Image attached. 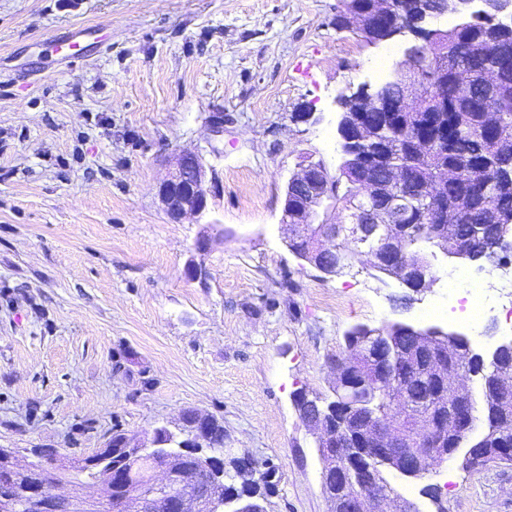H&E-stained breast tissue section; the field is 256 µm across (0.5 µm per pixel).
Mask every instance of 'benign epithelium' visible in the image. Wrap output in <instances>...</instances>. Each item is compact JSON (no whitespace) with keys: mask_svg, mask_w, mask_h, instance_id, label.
<instances>
[{"mask_svg":"<svg viewBox=\"0 0 512 512\" xmlns=\"http://www.w3.org/2000/svg\"><path fill=\"white\" fill-rule=\"evenodd\" d=\"M340 11L350 27L366 34L372 44L403 40L406 47L403 58L396 63L395 75L401 76L408 65L420 67L423 52L434 47L438 29L432 26L434 19L453 14L461 19L456 29H464L474 23H489L504 30L511 29L502 16L512 17V0H443L435 5L420 0L412 8L396 10V0H372L360 10L352 0H343ZM341 118L338 131L343 141L344 158L361 155L371 150L370 126L364 118L367 112H392L406 110L407 102L390 104L382 95V86L365 84L357 91L339 97ZM406 178L401 169H391L386 179L376 183L364 182L365 190L376 196H385L389 205L385 209L367 208L357 212L348 225L349 233L357 239L376 236L384 224L406 222ZM215 185L207 179L202 160L194 154H182L175 163L174 171L158 188V197L167 215L178 222L187 214L201 215L208 208L209 198ZM335 187L331 174L321 161H308L297 167L289 178L283 197L281 227L286 234V244L302 239L308 242V250L299 259L321 274L334 277L353 268L352 263L341 260L325 262V257L336 254V207ZM489 224H511L512 215L502 211L491 194L482 197L477 205ZM440 251L460 258L463 251L455 237L440 229ZM388 253L369 252L366 264L375 270L385 267L386 260L398 251L396 241L388 240ZM386 351L378 358V373L373 385L389 387L392 408L402 409L407 401V386L399 380L402 370L413 369L415 361H421L440 381L428 400L432 411L429 417L416 420L410 430L392 423L384 424L366 412L369 388L366 382L356 386L363 393L353 398L350 410L362 413L364 423L354 430L347 421L335 423L324 415L322 399L308 397L307 409L302 420L319 438L322 460V491L331 505V512H420L418 504L401 496H392L380 488L381 476L393 471L408 481L424 478L432 466L448 464L455 459L464 468L500 463L497 448H485L475 456L468 448H448L446 437L464 435L475 419L476 407L471 402L469 382L472 374L448 363V351L466 349L482 362L501 365V356L512 353V341L502 343L489 352L474 349L470 339L459 333H447L438 327L416 328L405 323H391L365 337ZM367 359L362 349L347 350L346 356L333 364V392L342 396L350 386L349 370ZM492 394L496 398L512 395V369L505 367L496 373ZM204 418L196 411L181 414L180 433L184 441L177 448H152L128 436H123L118 447L129 456H146L154 460L150 474L144 483L152 489L147 495L127 493L121 504L112 512H221L224 498L217 497L212 489L189 479L188 463H201L212 468V481L221 484L226 459L235 461L239 470L253 475L260 471L259 462L250 455L226 456L224 449L214 447L202 427ZM109 444L88 454V461L98 466L95 494L82 493L84 484H74V492L67 496H52L47 492L49 482L44 481L18 497L11 492L0 493V512H103L102 504L112 490V455ZM0 461L11 469L20 466L34 471L60 470V460L44 448H0Z\"/></svg>","mask_w":512,"mask_h":512,"instance_id":"obj_1","label":"benign epithelium"}]
</instances>
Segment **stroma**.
<instances>
[{"label": "stroma", "instance_id": "stroma-1", "mask_svg": "<svg viewBox=\"0 0 512 512\" xmlns=\"http://www.w3.org/2000/svg\"><path fill=\"white\" fill-rule=\"evenodd\" d=\"M338 6L0 0V446L79 457L116 428L149 445L193 409L273 472L267 512H329L293 392L330 395L352 326L463 329L427 315L443 281L326 278L286 246L289 175L308 159L338 171V97L402 57L338 30ZM83 25L111 50L57 64L50 40ZM184 152L221 191L174 222L158 187ZM388 479L422 512H512V466Z\"/></svg>", "mask_w": 512, "mask_h": 512}]
</instances>
